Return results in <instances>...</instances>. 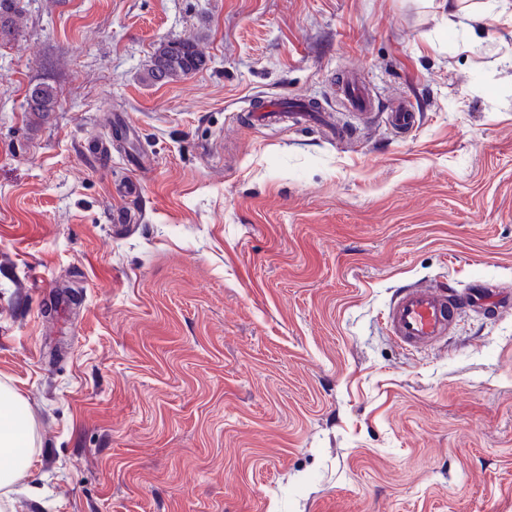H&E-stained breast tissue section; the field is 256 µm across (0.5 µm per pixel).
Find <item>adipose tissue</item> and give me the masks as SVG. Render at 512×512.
<instances>
[{"label": "adipose tissue", "instance_id": "obj_1", "mask_svg": "<svg viewBox=\"0 0 512 512\" xmlns=\"http://www.w3.org/2000/svg\"><path fill=\"white\" fill-rule=\"evenodd\" d=\"M34 432L21 397L0 385V512H14L12 486L33 461Z\"/></svg>", "mask_w": 512, "mask_h": 512}]
</instances>
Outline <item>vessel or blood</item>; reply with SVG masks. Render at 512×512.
<instances>
[{
    "mask_svg": "<svg viewBox=\"0 0 512 512\" xmlns=\"http://www.w3.org/2000/svg\"><path fill=\"white\" fill-rule=\"evenodd\" d=\"M340 90L352 107L363 112L373 109V102L360 76L351 73ZM291 119L311 120V112L298 111L296 103L265 101L252 112L251 121L265 122ZM488 289L477 288L461 295L440 285L405 284L396 289L386 310L385 329L404 349H431L446 339L465 306H482Z\"/></svg>",
    "mask_w": 512,
    "mask_h": 512,
    "instance_id": "obj_1",
    "label": "vessel or blood"
}]
</instances>
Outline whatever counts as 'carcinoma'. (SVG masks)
<instances>
[{
    "mask_svg": "<svg viewBox=\"0 0 512 512\" xmlns=\"http://www.w3.org/2000/svg\"><path fill=\"white\" fill-rule=\"evenodd\" d=\"M22 19L19 0H0V41L15 37ZM206 59L198 43L191 37L162 41L147 64L148 78L154 83L184 79L204 68ZM28 111L43 117L55 111L57 92L48 84H36L27 94Z\"/></svg>",
    "mask_w": 512,
    "mask_h": 512,
    "instance_id": "obj_1",
    "label": "carcinoma"
}]
</instances>
